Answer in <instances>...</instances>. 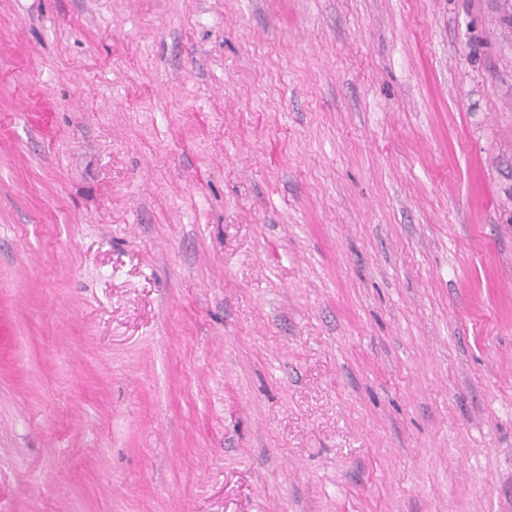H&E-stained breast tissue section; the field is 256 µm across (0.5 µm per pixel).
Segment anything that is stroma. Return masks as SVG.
Wrapping results in <instances>:
<instances>
[{"instance_id":"obj_1","label":"stroma","mask_w":512,"mask_h":512,"mask_svg":"<svg viewBox=\"0 0 512 512\" xmlns=\"http://www.w3.org/2000/svg\"><path fill=\"white\" fill-rule=\"evenodd\" d=\"M502 0H0V512H512Z\"/></svg>"}]
</instances>
